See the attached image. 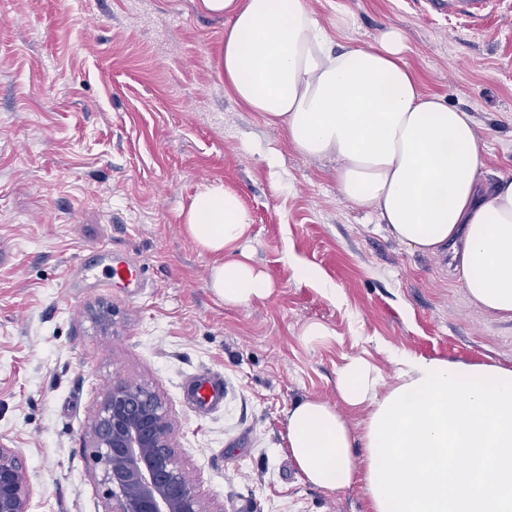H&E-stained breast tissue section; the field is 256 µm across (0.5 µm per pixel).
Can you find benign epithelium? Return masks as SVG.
I'll list each match as a JSON object with an SVG mask.
<instances>
[{"label":"benign epithelium","instance_id":"obj_1","mask_svg":"<svg viewBox=\"0 0 512 512\" xmlns=\"http://www.w3.org/2000/svg\"><path fill=\"white\" fill-rule=\"evenodd\" d=\"M160 396L115 382L91 418L107 512H211L182 468ZM33 485L22 454L0 441V512H30Z\"/></svg>","mask_w":512,"mask_h":512}]
</instances>
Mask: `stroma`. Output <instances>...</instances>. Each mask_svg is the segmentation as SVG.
Here are the masks:
<instances>
[{"instance_id":"35a3bbf8","label":"stroma","mask_w":512,"mask_h":512,"mask_svg":"<svg viewBox=\"0 0 512 512\" xmlns=\"http://www.w3.org/2000/svg\"><path fill=\"white\" fill-rule=\"evenodd\" d=\"M307 4L327 27L353 14L343 45L403 30L422 91L473 115L489 180L512 176V17L475 32L424 0ZM223 38L192 0H0V440L27 460L33 512H105L88 424L118 381L166 403L211 512H368L364 483L326 490L297 470L293 403L336 402L353 357L387 381L402 353L512 369V319L469 299L448 254L391 237L341 195L335 161L301 155L225 92ZM212 182L250 212L241 246L273 284L247 308L207 288L214 257L182 222ZM102 244L141 287H71L70 266ZM311 322L330 337L305 343ZM205 372L225 386L208 414L187 399Z\"/></svg>"}]
</instances>
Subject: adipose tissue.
Listing matches in <instances>:
<instances>
[{"label":"adipose tissue","mask_w":512,"mask_h":512,"mask_svg":"<svg viewBox=\"0 0 512 512\" xmlns=\"http://www.w3.org/2000/svg\"><path fill=\"white\" fill-rule=\"evenodd\" d=\"M194 5L226 22L217 73L240 106L302 155L334 160L349 202L417 251L450 252L470 299L512 317V178L485 183L472 115L422 92L402 31L338 47L306 0ZM184 222L221 257L208 286L225 305L271 295L239 250L251 216L236 192L205 187ZM397 364L388 387L349 359L336 375L341 406L307 398L288 409V451L304 479L328 490L363 481L371 512H512V369L412 355ZM346 407L365 410L362 436Z\"/></svg>","instance_id":"adipose-tissue-1"}]
</instances>
